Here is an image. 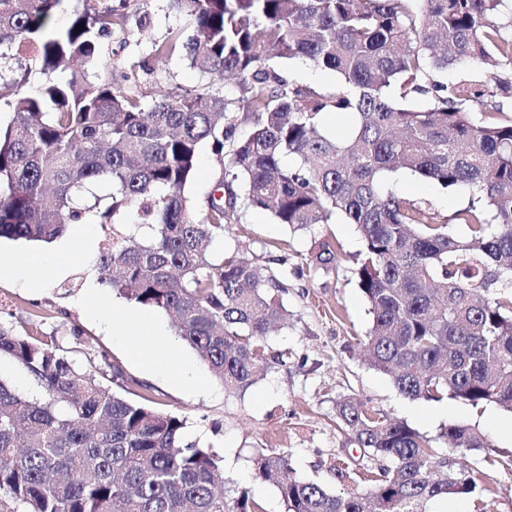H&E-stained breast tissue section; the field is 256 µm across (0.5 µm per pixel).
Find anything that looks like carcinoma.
Here are the masks:
<instances>
[{
	"instance_id": "1",
	"label": "carcinoma",
	"mask_w": 512,
	"mask_h": 512,
	"mask_svg": "<svg viewBox=\"0 0 512 512\" xmlns=\"http://www.w3.org/2000/svg\"><path fill=\"white\" fill-rule=\"evenodd\" d=\"M67 2L0 0V60L13 64L0 100L14 113L0 127V238L50 244L88 220L109 230L99 284L173 316L224 389L244 393L271 364H288V351L263 345L288 323L287 285L213 243L251 208L295 232L341 219L363 242L354 274L372 316L371 365L408 399L512 414V121L472 119L485 98L512 102V79H446L463 65H512L506 0H170L182 28L152 55L179 50L208 83L147 108L138 91L114 89L104 52L127 26V0L87 4L52 26ZM275 59H304L336 84L290 80ZM36 64L68 77L35 85ZM218 77L236 80L239 108L254 117L243 136ZM330 114L353 123L334 134ZM203 146L220 171L197 202L188 189ZM404 172L468 191L453 216L467 238L397 192ZM336 262L328 242L307 260ZM87 349L92 368L54 335L0 324V357L42 389L29 399L0 380V512H258L246 492H224L217 453L185 440L184 419L112 390L119 367ZM336 423L382 461L370 487L337 495L299 478L287 453L263 449L257 475L286 512H430L437 499L485 491L494 470L512 472V450L450 472L436 440L351 396L336 400ZM439 438L487 447L469 426Z\"/></svg>"
}]
</instances>
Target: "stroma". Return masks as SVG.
I'll use <instances>...</instances> for the list:
<instances>
[{
    "mask_svg": "<svg viewBox=\"0 0 512 512\" xmlns=\"http://www.w3.org/2000/svg\"><path fill=\"white\" fill-rule=\"evenodd\" d=\"M127 11L133 17L150 12L152 23L143 30L131 23L113 34L109 43L117 53L112 66L119 74L138 64L136 80L144 104L175 87L203 84L202 75L181 54L159 61L149 57L153 43L181 25L169 0H129ZM396 182L402 195L443 218L452 220L466 204L463 192L437 189L408 173L398 175ZM88 233L90 240L85 243L70 229L46 246L0 239V249L22 261L57 253L68 267L65 274L38 289L28 287L23 274L0 275V298L14 301L11 309L0 308V323L23 336L55 331L65 337L71 327L80 328L84 339L122 368L129 398L183 417L187 439L213 447L221 457L226 490L247 491L259 512H285L276 488L256 473L254 460L263 448L286 451L299 477L317 481L334 493L362 488L361 474L376 463L336 425V401L347 395L430 437L450 425H468L481 431L490 447L512 449L511 414L494 405L475 408L456 399L405 398L388 375L368 364L362 339L371 316L353 274L362 248L354 225L339 222L294 233L274 223L267 212L252 209L240 223L227 225L223 238L215 241V252L237 250L259 265L274 257L285 259L278 271L288 284L283 297L288 324L273 332L268 343L273 349L290 351L292 357L287 365L271 366L242 395L225 392L195 352L179 340L164 312L132 305L99 285L96 260L106 232L92 224ZM324 239L336 248V268L308 270V254ZM103 310L150 318L156 331L171 342L175 356L197 367L203 389L178 388L162 371L146 369L129 349H148L150 337H133L128 346L118 343L99 316ZM339 467L346 469L347 478L337 477ZM487 486L480 495L436 500L431 512H512V472L494 473Z\"/></svg>",
    "mask_w": 512,
    "mask_h": 512,
    "instance_id": "1",
    "label": "stroma"
}]
</instances>
